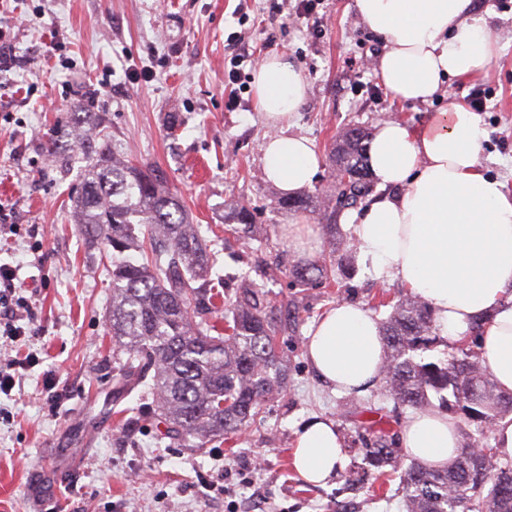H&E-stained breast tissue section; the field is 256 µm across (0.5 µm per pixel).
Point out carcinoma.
<instances>
[{
	"mask_svg": "<svg viewBox=\"0 0 512 512\" xmlns=\"http://www.w3.org/2000/svg\"><path fill=\"white\" fill-rule=\"evenodd\" d=\"M368 138L357 127L339 132L329 155L333 193L278 200L283 209L315 215L325 231L329 252L288 270L300 288L329 279L335 262L343 261L336 219L372 193ZM62 139L86 160L75 224L108 263L107 323L120 359L113 381L152 400L171 432L197 448L214 438L234 439L285 390L288 357L278 350V339L288 331V313L299 306L273 307L263 292L244 287L218 307L220 293L211 285L217 251L163 177L112 151L98 112L72 113L51 143ZM224 224V233L240 239L256 230L250 209L235 199L224 206ZM483 325L477 319L454 353L426 361L421 353L441 343L426 301L401 298L380 323L385 398L398 408L441 411L476 426V434H463L447 467L414 459L403 470L401 512H512V463L500 461L487 442L496 422L512 414V395L497 389L471 349ZM362 440L370 466L400 465L404 449L395 447L390 423L373 422Z\"/></svg>",
	"mask_w": 512,
	"mask_h": 512,
	"instance_id": "cac0c4a2",
	"label": "carcinoma"
}]
</instances>
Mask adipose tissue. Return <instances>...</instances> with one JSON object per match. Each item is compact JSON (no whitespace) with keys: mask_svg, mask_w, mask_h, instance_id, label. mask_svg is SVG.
<instances>
[{"mask_svg":"<svg viewBox=\"0 0 512 512\" xmlns=\"http://www.w3.org/2000/svg\"><path fill=\"white\" fill-rule=\"evenodd\" d=\"M355 6L386 43L377 75L398 100L428 101L448 77L486 73L495 55L476 0H355ZM253 83L271 129L266 178L289 194L311 186L319 156L292 131L308 92L301 70L288 58L268 57ZM485 137L477 113L455 101L417 127L380 123L368 158L382 194L346 222L373 277L398 281L426 300L440 336L458 342L485 317L478 352L499 390L510 394L512 194L481 168ZM307 358L336 390L366 391L385 361L377 318L361 305L337 302L310 328ZM460 442L457 420L442 413H417L403 424L406 453L438 469L456 457ZM346 464L334 419L316 418L296 431L293 465L306 483L324 485Z\"/></svg>","mask_w":512,"mask_h":512,"instance_id":"1","label":"adipose tissue"}]
</instances>
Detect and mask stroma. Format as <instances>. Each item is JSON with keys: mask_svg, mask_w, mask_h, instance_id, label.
I'll list each match as a JSON object with an SVG mask.
<instances>
[{"mask_svg": "<svg viewBox=\"0 0 512 512\" xmlns=\"http://www.w3.org/2000/svg\"><path fill=\"white\" fill-rule=\"evenodd\" d=\"M299 0H0V38L16 57L0 65V222L18 225L0 242V263L18 267L31 304V336L0 346V361L18 352L39 362L11 394H0V512H243L260 491L267 512H400V479L357 487L336 477L306 484L293 467V434L312 416L334 418L349 468L366 463L356 443L363 403L385 416L393 405L380 386L343 395L322 382L306 358V334L339 300L360 303L377 318L405 289L373 278L358 256L335 278L304 292L299 317L278 347L289 359L281 398L234 443L195 448L137 394H116L107 313L111 280L98 252L88 251L72 216L82 189L81 165H56L47 147L71 113L105 115L124 155L162 172L195 223L224 231V203L252 211L260 234L220 252L215 267L234 293L262 288L272 306L297 293L288 275L299 257L288 247L281 191L263 176L268 128L258 110L255 59L285 56L300 68L309 94L295 133L311 139L323 162L313 186L334 184L324 159L344 127L422 122L448 102L480 94L486 130L479 161L512 191V6L485 0L481 13L497 44L490 75L451 78L432 100L400 102L382 87L376 67L384 51L355 9V0H320L318 25L296 18ZM247 50L232 66L236 47ZM235 80H228L229 70ZM281 265V272L267 270ZM56 375L53 408L43 388ZM111 425H103V417ZM251 470L254 487L242 483ZM222 479L226 493L209 492Z\"/></svg>", "mask_w": 512, "mask_h": 512, "instance_id": "obj_1", "label": "stroma"}]
</instances>
